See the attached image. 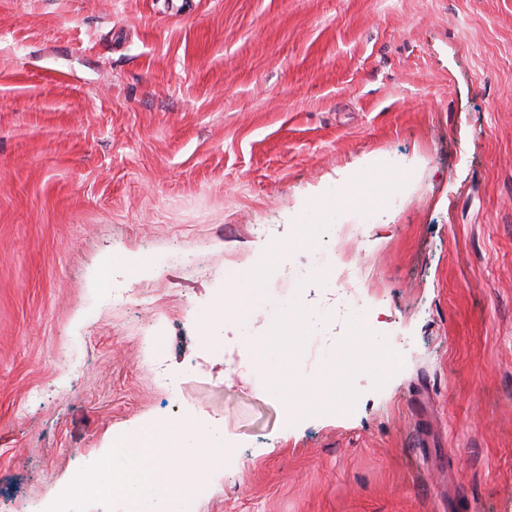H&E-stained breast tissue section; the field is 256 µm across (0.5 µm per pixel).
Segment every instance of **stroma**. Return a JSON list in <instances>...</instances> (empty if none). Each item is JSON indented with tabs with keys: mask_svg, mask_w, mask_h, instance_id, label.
<instances>
[{
	"mask_svg": "<svg viewBox=\"0 0 512 512\" xmlns=\"http://www.w3.org/2000/svg\"><path fill=\"white\" fill-rule=\"evenodd\" d=\"M368 155L404 178L333 204L373 221L306 236ZM274 243L309 276L266 295L321 316L292 387L349 333L326 253L402 356L356 376L353 412L288 417L234 317L204 339ZM187 415L235 459L195 512H512V0H0V512Z\"/></svg>",
	"mask_w": 512,
	"mask_h": 512,
	"instance_id": "stroma-1",
	"label": "stroma"
}]
</instances>
